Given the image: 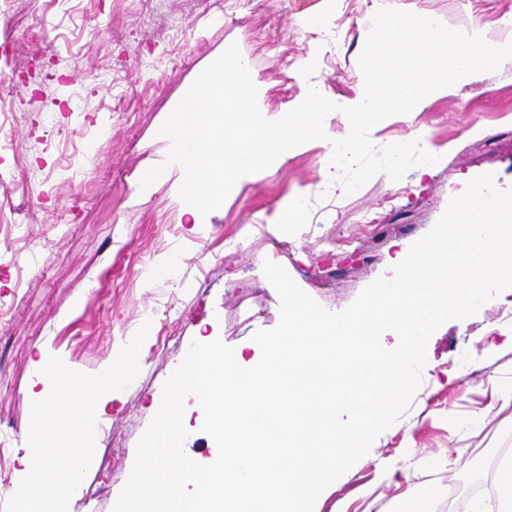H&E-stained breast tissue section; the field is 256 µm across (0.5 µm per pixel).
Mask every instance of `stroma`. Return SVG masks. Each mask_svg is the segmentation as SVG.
Wrapping results in <instances>:
<instances>
[{"instance_id": "35a3bbf8", "label": "stroma", "mask_w": 512, "mask_h": 512, "mask_svg": "<svg viewBox=\"0 0 512 512\" xmlns=\"http://www.w3.org/2000/svg\"><path fill=\"white\" fill-rule=\"evenodd\" d=\"M460 30L481 23L491 42L512 40V0H385ZM373 0H11L0 12V127L14 150L0 153V490L15 493L25 455L40 356L92 373L142 325V369L110 401L93 461L70 512H112L163 386L198 336L217 334L252 359L253 335L279 322L280 298L262 272L282 265L320 305L340 311L391 260L433 227L461 183L491 174L512 187V67L432 102L414 122L389 117L371 140L403 143L429 128L441 164L398 181L372 177L340 193L322 169L325 149L290 153L244 181L196 224L179 204V172L142 190V167L170 148L162 124L202 70L230 44L250 65L264 110L291 107L305 81L342 102L362 84L358 57ZM311 70H302L306 57ZM301 195L303 223L280 234L266 224L284 199ZM174 278H147L167 257ZM512 379V288L430 338L422 380L369 454L318 498L315 512H368L387 505L390 469L459 504L485 475L480 448H512V431L483 425L491 378ZM462 452L467 464L420 472L419 457Z\"/></svg>"}]
</instances>
